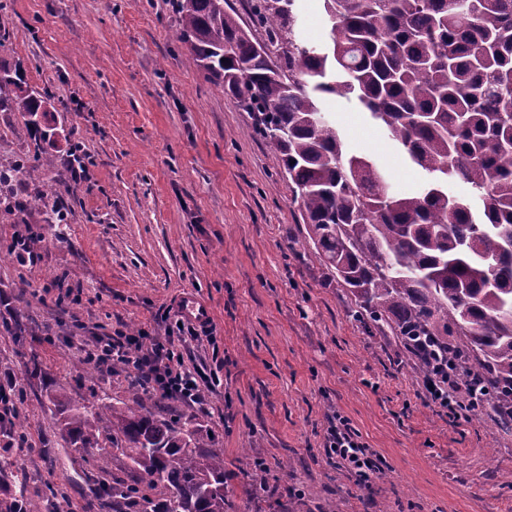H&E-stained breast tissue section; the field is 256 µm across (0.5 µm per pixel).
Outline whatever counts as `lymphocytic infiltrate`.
Segmentation results:
<instances>
[{
	"label": "lymphocytic infiltrate",
	"instance_id": "lymphocytic-infiltrate-1",
	"mask_svg": "<svg viewBox=\"0 0 512 512\" xmlns=\"http://www.w3.org/2000/svg\"><path fill=\"white\" fill-rule=\"evenodd\" d=\"M211 335V329L199 330L187 322L167 324L161 336H134L118 329L95 337L86 358L105 368L115 364L133 366L144 373L148 389L203 409L207 406L206 390L218 385L220 379L216 371L195 363L189 345ZM420 388L427 402L456 419H470L489 402L482 393L481 381L444 367L427 369ZM325 448L329 463L347 470L359 484H368L378 470L358 431L341 415L329 420Z\"/></svg>",
	"mask_w": 512,
	"mask_h": 512
}]
</instances>
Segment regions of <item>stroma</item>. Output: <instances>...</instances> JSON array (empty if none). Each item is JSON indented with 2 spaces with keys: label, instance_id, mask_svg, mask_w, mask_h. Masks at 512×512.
I'll list each match as a JSON object with an SVG mask.
<instances>
[{
  "label": "stroma",
  "instance_id": "35a3bbf8",
  "mask_svg": "<svg viewBox=\"0 0 512 512\" xmlns=\"http://www.w3.org/2000/svg\"><path fill=\"white\" fill-rule=\"evenodd\" d=\"M295 11L304 38L328 45L322 0H296ZM178 20L171 0H0V64L20 66L28 88L54 98L35 131L0 112V168L51 159L44 184L68 214L46 223L44 184L20 191V215L0 213V247L19 221L40 235L36 263L0 258V374L18 380L25 437L0 447L11 462L0 501L23 479L33 491L58 489L75 512H112L92 480L111 449L74 462L45 392L63 385L74 398L95 391L123 405L131 370L86 376L91 336L163 332L164 311L193 294L209 306L216 338L195 360L222 383L206 395L209 413L178 401L172 410L223 451L232 512H322L331 500L340 512H512V430L491 410L466 421L424 402L398 339L353 319L349 291L296 245L304 222L279 154L252 112L187 64ZM321 109L396 194L417 191L420 171L354 100L329 95ZM73 135L94 159L74 189ZM59 278L69 297L51 290ZM17 319L31 336L4 330ZM34 354L38 378L28 374ZM336 412L380 466L367 486L326 458ZM245 450L272 476L250 497L238 471Z\"/></svg>",
  "mask_w": 512,
  "mask_h": 512
}]
</instances>
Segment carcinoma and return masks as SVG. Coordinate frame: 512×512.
<instances>
[{"mask_svg": "<svg viewBox=\"0 0 512 512\" xmlns=\"http://www.w3.org/2000/svg\"><path fill=\"white\" fill-rule=\"evenodd\" d=\"M189 64L224 85L282 158L304 243L354 298V316L405 340L456 346L512 427V0H323L329 49L304 43L295 0H249L259 42L226 0H175ZM323 95L351 96L425 175L397 196L377 164L345 146ZM51 97L0 65V109L38 127ZM461 184L469 195L452 194ZM133 405L46 391L71 453L105 440L138 476L98 480L112 512H227L232 475L194 419L131 380ZM0 512H40L27 484Z\"/></svg>", "mask_w": 512, "mask_h": 512, "instance_id": "obj_1", "label": "carcinoma"}]
</instances>
